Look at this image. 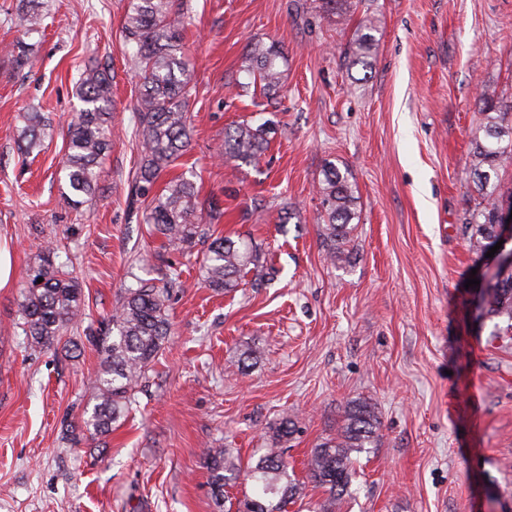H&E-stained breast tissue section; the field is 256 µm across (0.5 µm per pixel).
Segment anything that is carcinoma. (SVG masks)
Instances as JSON below:
<instances>
[{"mask_svg":"<svg viewBox=\"0 0 512 512\" xmlns=\"http://www.w3.org/2000/svg\"><path fill=\"white\" fill-rule=\"evenodd\" d=\"M42 21L38 5L28 4L18 13L16 26L30 34L38 31ZM375 31V25L366 24L354 32L352 64L371 66V52L377 45ZM183 32L184 14L175 8V0H130L122 36L132 49L140 77L135 105L140 164L134 187L136 194L149 200L144 222L153 225L169 244L180 249H189L198 242L207 244L200 265L202 280L212 290L230 294L237 291L252 270L258 269L260 253L256 246L243 239L213 237L211 224L219 221L223 212L213 201L199 199L190 179L174 178L161 192H153L161 172L186 153L191 141L186 104L193 85ZM282 59V50L273 43L258 40L249 44L246 72L266 96L282 91ZM77 88L82 107L70 126L60 173L73 202L81 203L95 194L99 160L112 147V109L110 81L101 69L85 70ZM23 119L20 142L29 155L42 146L47 123L40 112H26ZM267 144V123H241L224 134V157L250 165L267 149ZM471 157L482 208L466 224L467 246L480 259L497 236L499 205L506 198L512 201V192L503 196L498 183L499 171L512 164V119L503 112L488 117L482 135L474 138ZM318 193L322 207L321 242L332 263L346 265L350 263L347 244L353 220L358 218L355 185L335 166L319 182ZM180 286L177 274L171 275L162 288L136 281L123 289L112 318L91 337L103 355V368L96 380L95 403L85 411L87 418L83 419L90 438L111 433L125 417L133 391L168 342L170 289ZM480 296V316L500 320L494 324L492 335H511L512 268L494 272ZM81 298L78 277L66 265L56 263L52 247H44L40 263L30 269L19 309L30 347L44 349L61 344L68 350L78 348L77 341L66 337V333L82 317ZM379 430L374 407L366 401L353 400L336 436L324 439L311 451L307 476L328 493L322 512H335L336 500L347 490L354 474L352 454L376 446ZM294 433V419L283 416L273 428L270 448L248 470L254 496L239 503L237 512H286L288 503L301 493L302 486L289 474L288 461L281 451V444ZM203 464L216 505L221 509L225 507L227 473L237 470L234 457L228 448H208L203 453Z\"/></svg>","mask_w":512,"mask_h":512,"instance_id":"carcinoma-1","label":"carcinoma"}]
</instances>
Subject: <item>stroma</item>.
I'll return each mask as SVG.
<instances>
[{"label": "stroma", "instance_id": "1", "mask_svg": "<svg viewBox=\"0 0 512 512\" xmlns=\"http://www.w3.org/2000/svg\"><path fill=\"white\" fill-rule=\"evenodd\" d=\"M195 87L190 146L167 181L188 172L219 200L216 235L252 240L263 287L219 294L201 281L196 245L168 244L139 218L136 67L122 39L129 0H37L44 29L15 25L22 0H0V243L13 274L0 288V512H219L202 454L231 449L238 469L293 416L283 447L297 480L334 436L349 401L371 402L376 448L358 454L336 512H512V339L492 338L468 302L465 224L481 201L471 148L494 92L512 112V0H366L347 20L319 0H181ZM375 19L370 69L352 66L353 34ZM24 40L38 63L6 45ZM275 43L283 89L242 92L248 45ZM112 83L116 134L81 205L59 170L87 68ZM47 117L40 153L21 154L24 113ZM273 121L257 163L224 157L226 129ZM357 187L350 265L331 264L318 235L327 163ZM82 285L77 336L111 317L133 277L183 285L171 336L119 427L82 437L103 357L90 345L31 350L19 303L41 247ZM259 351L247 372L233 366Z\"/></svg>", "mask_w": 512, "mask_h": 512}]
</instances>
